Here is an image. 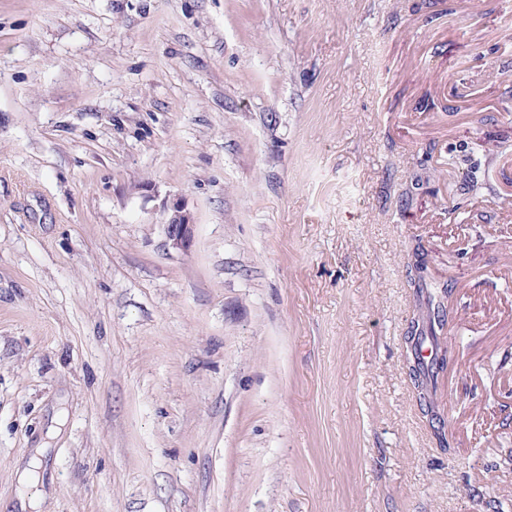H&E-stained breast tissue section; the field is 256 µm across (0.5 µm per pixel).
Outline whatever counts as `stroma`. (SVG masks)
I'll return each instance as SVG.
<instances>
[{
    "instance_id": "obj_1",
    "label": "stroma",
    "mask_w": 512,
    "mask_h": 512,
    "mask_svg": "<svg viewBox=\"0 0 512 512\" xmlns=\"http://www.w3.org/2000/svg\"><path fill=\"white\" fill-rule=\"evenodd\" d=\"M505 211L512 0H0V512H512ZM170 212L166 237L172 248L186 252L193 243L195 223L181 203H173ZM415 262L412 265V272L414 275L411 277V284L416 288V294L426 300L427 308V321L422 324L417 323L412 330V344L415 354V360L413 366L410 367L407 375L413 386L420 390V395H423V400L426 402L429 393L433 389L434 378L438 376L440 366L437 360L430 364H425L420 357V348L422 344L428 339L433 342L435 350L439 348V343L436 336V327L439 329L444 327L445 313L442 306V299L445 294H448V287L437 284V282H431L430 284L426 280L424 275L428 268V261L425 257V253L419 252V249L414 253ZM430 288V289H428ZM420 396V398H422ZM44 451V448H36L35 455L29 462L17 469V481L22 487L43 485V471H40V458Z\"/></svg>"
}]
</instances>
